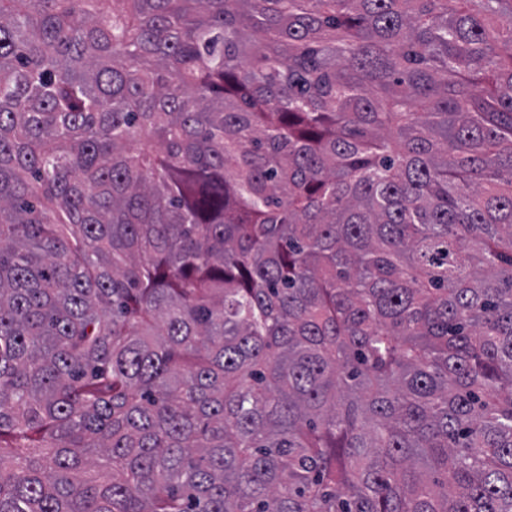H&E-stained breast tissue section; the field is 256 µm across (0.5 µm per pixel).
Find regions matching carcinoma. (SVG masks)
I'll list each match as a JSON object with an SVG mask.
<instances>
[{
	"label": "carcinoma",
	"mask_w": 512,
	"mask_h": 512,
	"mask_svg": "<svg viewBox=\"0 0 512 512\" xmlns=\"http://www.w3.org/2000/svg\"><path fill=\"white\" fill-rule=\"evenodd\" d=\"M512 0H0V512H512Z\"/></svg>",
	"instance_id": "carcinoma-1"
}]
</instances>
